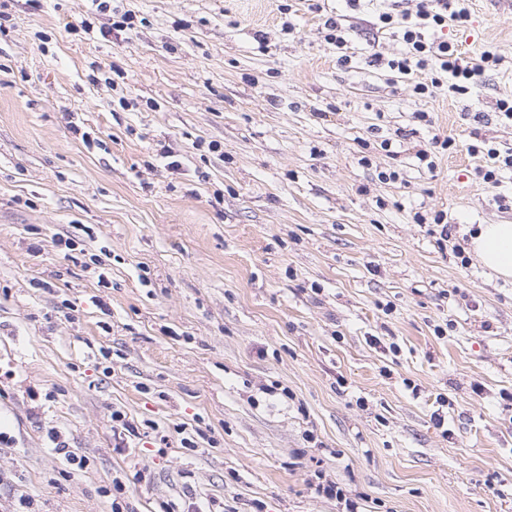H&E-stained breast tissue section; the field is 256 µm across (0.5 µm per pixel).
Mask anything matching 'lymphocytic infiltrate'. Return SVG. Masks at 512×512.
Returning a JSON list of instances; mask_svg holds the SVG:
<instances>
[{
  "label": "lymphocytic infiltrate",
  "mask_w": 512,
  "mask_h": 512,
  "mask_svg": "<svg viewBox=\"0 0 512 512\" xmlns=\"http://www.w3.org/2000/svg\"><path fill=\"white\" fill-rule=\"evenodd\" d=\"M470 18V0H420L413 10L401 8L398 0H392L390 7L379 12L376 25L400 38L406 50L390 60L373 54L370 63L402 75H418L412 91L421 97L446 86L456 94L468 93L487 69L500 64L501 55L487 50L468 60L454 45L432 39L430 33L448 22L462 25Z\"/></svg>",
  "instance_id": "f902f5d3"
}]
</instances>
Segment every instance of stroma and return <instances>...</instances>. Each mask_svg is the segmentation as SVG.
Returning <instances> with one entry per match:
<instances>
[{
    "label": "stroma",
    "instance_id": "35a3bbf8",
    "mask_svg": "<svg viewBox=\"0 0 512 512\" xmlns=\"http://www.w3.org/2000/svg\"><path fill=\"white\" fill-rule=\"evenodd\" d=\"M123 5L109 40L91 0H9L0 33V512H111L118 485L126 512H346L330 483L360 512H512V280L453 253L512 223V172L487 185L466 150L512 148V9L436 31L504 60L421 97L367 62L405 50L380 0ZM436 135L457 148L431 174ZM116 410L140 432L121 451ZM341 19L329 17L324 22V28L327 30L325 35L326 40L330 44L336 47L338 53H342L338 58L337 62L344 67H347L351 63V57L347 54L348 46V31L344 24L341 23ZM455 141L451 138L441 140L435 136L432 141L426 145L424 149L417 152V158L420 162L425 163L428 172L433 173L436 169V161L438 155H442L455 150Z\"/></svg>",
    "mask_w": 512,
    "mask_h": 512
}]
</instances>
